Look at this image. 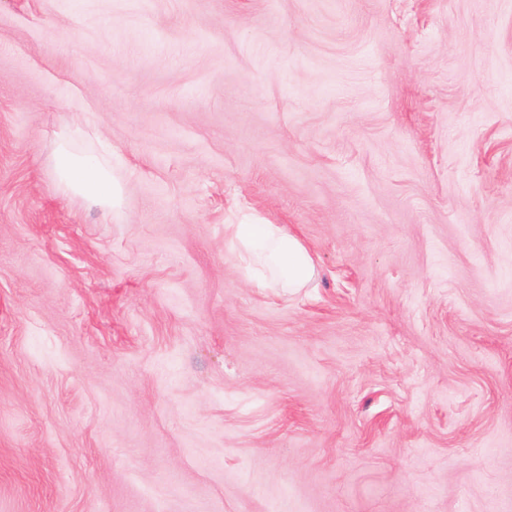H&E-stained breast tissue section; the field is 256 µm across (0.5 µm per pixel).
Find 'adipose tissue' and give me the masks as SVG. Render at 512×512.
Segmentation results:
<instances>
[{
  "instance_id": "adipose-tissue-1",
  "label": "adipose tissue",
  "mask_w": 512,
  "mask_h": 512,
  "mask_svg": "<svg viewBox=\"0 0 512 512\" xmlns=\"http://www.w3.org/2000/svg\"><path fill=\"white\" fill-rule=\"evenodd\" d=\"M54 168L66 194L105 213L118 206L123 188L101 157L74 153L63 144L56 153ZM225 230L239 245V267L251 278H258L259 267H272L279 272L281 287L295 291L314 279L316 264L312 254L286 225L270 224L258 215L246 214L239 223L226 225Z\"/></svg>"
}]
</instances>
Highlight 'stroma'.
I'll list each match as a JSON object with an SVG mask.
<instances>
[{
    "mask_svg": "<svg viewBox=\"0 0 512 512\" xmlns=\"http://www.w3.org/2000/svg\"><path fill=\"white\" fill-rule=\"evenodd\" d=\"M0 512H512V0H0ZM67 143L61 140L54 164L63 191L98 207L103 213L111 212L118 206L123 188L114 180L110 165L101 157L72 152ZM239 245V267L259 288L266 282L259 266L273 267L280 275V288H306L316 275V264L304 242L284 224H269L256 214H245L238 224H226L225 233Z\"/></svg>",
    "mask_w": 512,
    "mask_h": 512,
    "instance_id": "stroma-1",
    "label": "stroma"
}]
</instances>
